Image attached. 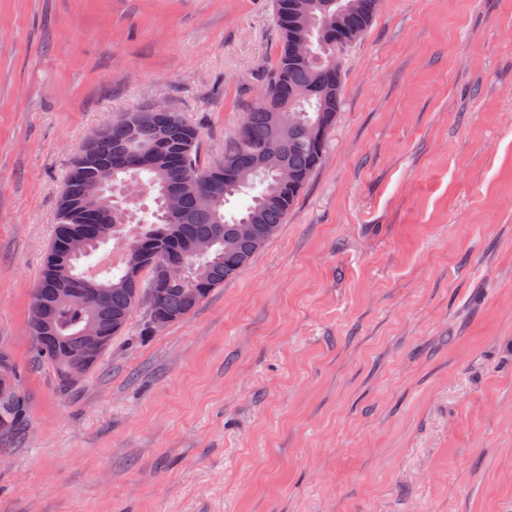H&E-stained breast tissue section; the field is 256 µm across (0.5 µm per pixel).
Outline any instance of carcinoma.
<instances>
[{
    "mask_svg": "<svg viewBox=\"0 0 512 512\" xmlns=\"http://www.w3.org/2000/svg\"><path fill=\"white\" fill-rule=\"evenodd\" d=\"M327 0H274L273 19L280 34L277 53L270 66L259 75L260 84L268 92V101L245 114L234 140L224 148V160L205 164L199 150L200 131L186 122L178 112H141V124L133 130L127 116L112 121L99 130L91 149L83 152L70 168L63 184L57 209L55 233L48 249L44 267L36 282L32 303L54 305L55 336L61 345L48 343L36 330H31L32 354L51 366L65 391L63 374L65 351L80 346L78 332L92 308L103 306L123 315L116 325L107 326V342L125 329L134 306L130 288L137 289L139 300L147 304L148 316L165 315L172 320L192 312L209 293L246 267L267 243L253 245L230 238L234 224H264L277 232L288 213L323 159L326 139L311 137L310 125L330 130L342 102L344 59L342 51L360 37L378 11L380 0H343L348 7L340 12L337 26L329 35L303 37L302 14L317 9ZM308 42L310 54L296 55L293 44ZM285 108L302 115L274 132L268 113ZM261 155L268 166L243 175L235 188L224 190L227 167L247 162ZM283 163L294 173L286 185L273 178L272 165ZM105 175L108 186L134 180L145 184L154 194L152 221L142 224L137 210L116 200V193L106 191L94 203L81 197L82 181L87 177ZM176 192L182 196V214L170 223L164 208L165 198ZM238 196L248 198L245 208L236 215H227L225 205ZM125 214L126 223L142 225V231L128 240L150 246L160 252L161 260L182 257L196 240L213 237L214 251L202 260L207 267L204 283L173 282L161 286V270L151 261L135 272L125 259L118 265L107 261L97 264L93 276L83 274L116 232L103 224L104 211ZM86 236L85 252L60 259V244L71 236ZM149 277L142 279L141 272ZM94 283L104 292L93 298L89 306L67 294L76 281ZM132 287H127V284ZM28 427V398L21 388L0 393V448H11Z\"/></svg>",
    "mask_w": 512,
    "mask_h": 512,
    "instance_id": "obj_1",
    "label": "carcinoma"
}]
</instances>
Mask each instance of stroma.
Returning <instances> with one entry per match:
<instances>
[{"label": "stroma", "mask_w": 512, "mask_h": 512, "mask_svg": "<svg viewBox=\"0 0 512 512\" xmlns=\"http://www.w3.org/2000/svg\"><path fill=\"white\" fill-rule=\"evenodd\" d=\"M272 0H0V512H512V0H382L287 220L68 391L32 290L80 145L168 106L223 159ZM8 362L14 371L15 380L5 362L0 363V389L14 387L15 381L19 387L0 394V448H12L25 433L28 427V398L19 382V370L12 357Z\"/></svg>", "instance_id": "stroma-1"}]
</instances>
